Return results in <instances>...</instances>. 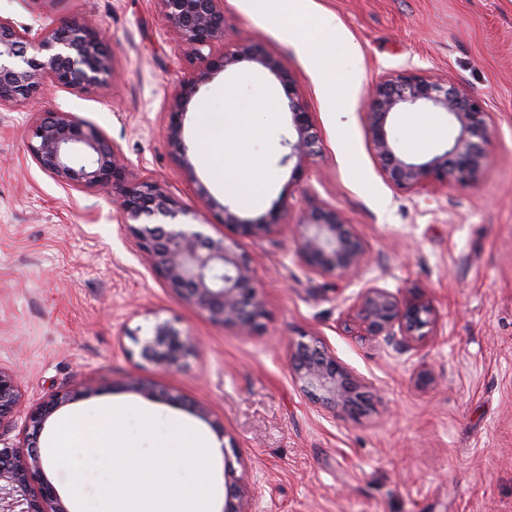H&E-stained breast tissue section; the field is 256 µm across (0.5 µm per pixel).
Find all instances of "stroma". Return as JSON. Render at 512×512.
<instances>
[{
    "mask_svg": "<svg viewBox=\"0 0 512 512\" xmlns=\"http://www.w3.org/2000/svg\"><path fill=\"white\" fill-rule=\"evenodd\" d=\"M324 14L339 28L321 30ZM0 15L35 28L76 20L100 29L117 73L90 93L50 89L0 109V366L15 372L21 393L0 428L7 442L24 440L31 409L47 396L93 381L101 392L69 406L88 429H100V412L133 408L161 431L177 417L224 448L209 460L212 512L224 508L228 464L243 477L245 512H512V0H312L293 17L282 0H265L259 15L245 0H224L229 43H254L280 63L313 114L320 151L298 174L281 162L295 135L285 90L248 60L201 84L182 119L185 157L172 154L169 104L195 63L157 0H0ZM289 26L321 41V56L289 43ZM401 70L484 101L493 126L474 184L413 193L382 178L368 96ZM335 83L350 85L349 98ZM228 97L248 108L247 135L226 160H252L264 186L252 201L214 182L204 161L200 117L223 113ZM255 101L261 109L250 110ZM59 109L98 126L133 178L157 180L183 205L197 206L206 188L217 206L198 221L211 237L224 233L221 205L243 220L278 212L277 232L239 242L264 303L259 328L244 335L214 323L171 292L122 224L117 192L65 187L37 167L25 131ZM391 132L402 153L429 156L451 130L445 113L427 109L395 114ZM317 206L362 235L361 278L318 274L298 256L296 226ZM368 282L431 303L437 321L425 344L400 352L344 332L342 313ZM159 321L192 336L184 366L142 358L141 341ZM301 341L352 375L357 412L302 391L291 367ZM423 371L432 375L426 386ZM132 378L179 403L127 390Z\"/></svg>",
    "mask_w": 512,
    "mask_h": 512,
    "instance_id": "35a3bbf8",
    "label": "stroma"
}]
</instances>
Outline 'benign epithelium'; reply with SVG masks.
<instances>
[{
  "mask_svg": "<svg viewBox=\"0 0 512 512\" xmlns=\"http://www.w3.org/2000/svg\"><path fill=\"white\" fill-rule=\"evenodd\" d=\"M159 4L172 34L200 65L197 76L180 87L168 112V138L174 148L181 145L184 107L199 84L241 59L271 70L284 89L291 91L288 72L258 46L241 42L229 51L216 52L224 43L223 0H159ZM112 74V52L98 30L78 22L35 30L0 16V107L29 100L47 86L89 92L111 81ZM287 107L296 138L286 141L290 149L286 159H296L293 173L297 174L317 153L319 139L305 105L290 96ZM429 108L444 112L455 130L446 148L424 157L399 154L389 132L393 115ZM368 115L373 154L393 187L411 192L435 183L464 186L478 179L492 117L481 100L464 90L425 74L396 73L371 89ZM27 140L33 162L58 182L74 188L119 190V210L126 227L138 239L154 271L184 302L206 311L214 322L233 325L244 333L257 326L264 305L253 280L251 260L239 251V241L275 232L280 226L277 212L244 221L224 205V236L214 239L200 225L179 221L189 209L160 182L131 179L122 148L74 113H46L27 128ZM297 228V251L317 273L353 278L369 261L363 238L334 209L310 211ZM344 315L346 329L394 342L402 350L422 345L428 336L425 328L435 321L429 303L402 298L378 285L362 288ZM192 351L191 337L168 321L157 323L141 347L142 357L161 368L179 366ZM293 371L304 391L314 396L321 392L348 411L359 409V400L351 397L356 389L353 380L329 351L299 342ZM97 393L99 388L92 384L54 393L31 410L26 443L15 445L0 438V512H70L44 477L46 454L38 442L53 415ZM19 401L15 375L0 367V426L12 418ZM224 478V512H244L238 503L234 469L228 463Z\"/></svg>",
  "mask_w": 512,
  "mask_h": 512,
  "instance_id": "7a95c632",
  "label": "benign epithelium"
}]
</instances>
